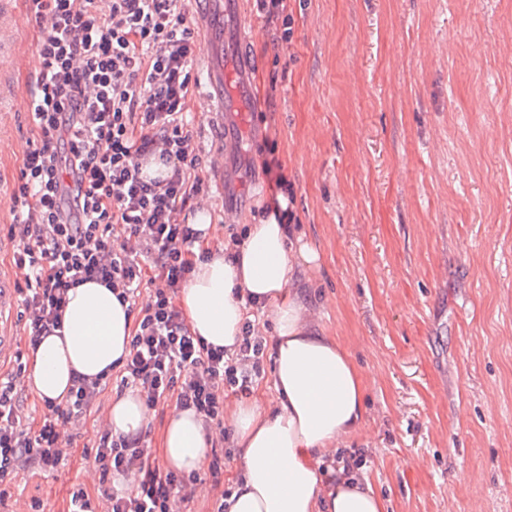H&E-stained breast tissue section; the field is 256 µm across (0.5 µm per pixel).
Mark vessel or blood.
I'll return each instance as SVG.
<instances>
[{"instance_id": "obj_1", "label": "vessel or blood", "mask_w": 512, "mask_h": 512, "mask_svg": "<svg viewBox=\"0 0 512 512\" xmlns=\"http://www.w3.org/2000/svg\"><path fill=\"white\" fill-rule=\"evenodd\" d=\"M195 8L207 19L202 32L203 68L209 86L206 102L212 125L230 141L243 133L258 137L259 129L252 119L254 56L240 38L229 33L226 23L231 17L238 26L247 24L240 0H197ZM15 281V271L0 272V356L14 343V332L4 318L15 306Z\"/></svg>"}]
</instances>
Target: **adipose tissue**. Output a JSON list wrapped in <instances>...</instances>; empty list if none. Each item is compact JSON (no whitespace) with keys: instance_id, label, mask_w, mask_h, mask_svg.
<instances>
[{"instance_id":"adipose-tissue-1","label":"adipose tissue","mask_w":512,"mask_h":512,"mask_svg":"<svg viewBox=\"0 0 512 512\" xmlns=\"http://www.w3.org/2000/svg\"><path fill=\"white\" fill-rule=\"evenodd\" d=\"M317 252L293 247L288 225H249L241 245L196 261L179 292L187 321L207 343L234 351L246 298L271 315L275 399L239 403L229 414L240 476L229 512H384L368 479L333 468L339 444L366 416V385L347 350L318 331L304 293L293 286L298 263ZM60 332L31 352L27 387L43 401L65 400L74 376L109 377L128 352L133 314L111 289L87 282L69 289ZM149 413L131 391L113 396L106 414L116 436L140 433ZM201 416L173 409L163 433L164 461L200 471L211 451Z\"/></svg>"}]
</instances>
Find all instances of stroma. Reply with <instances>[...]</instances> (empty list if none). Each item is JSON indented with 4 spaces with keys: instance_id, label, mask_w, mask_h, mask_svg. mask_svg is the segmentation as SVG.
I'll return each instance as SVG.
<instances>
[{
    "instance_id": "obj_1",
    "label": "stroma",
    "mask_w": 512,
    "mask_h": 512,
    "mask_svg": "<svg viewBox=\"0 0 512 512\" xmlns=\"http://www.w3.org/2000/svg\"><path fill=\"white\" fill-rule=\"evenodd\" d=\"M0 53V238L30 135L40 36L13 0ZM282 23H258L259 141L227 154V182L250 207L228 224L207 206L223 248L271 216L264 160L294 186L292 239L317 265L295 281L311 319L367 381L365 421L344 444L385 512H512V0H288ZM197 87L189 110L200 177L224 142ZM112 374L54 472L5 479L9 512H67L73 485L94 503L86 449L118 394Z\"/></svg>"
}]
</instances>
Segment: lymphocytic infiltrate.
Instances as JSON below:
<instances>
[{"instance_id": "1", "label": "lymphocytic infiltrate", "mask_w": 512, "mask_h": 512, "mask_svg": "<svg viewBox=\"0 0 512 512\" xmlns=\"http://www.w3.org/2000/svg\"><path fill=\"white\" fill-rule=\"evenodd\" d=\"M40 72L32 136L12 193V265L32 342L61 326L68 289L87 281L141 308L122 365L147 407L168 401L221 425L224 399L249 394L263 373L265 343L244 323L237 351L192 332L176 303L190 275L201 230L181 220L200 179L189 102L196 81L193 32L184 0H27ZM76 187L66 191L65 174ZM123 236L113 246L111 233ZM154 273H147L144 260ZM17 363L0 376V479L66 458L59 420L81 421L102 380L76 377L65 403L47 404L23 423L13 385ZM93 459L112 479L103 512H193L199 473L176 474L154 457L144 435L100 436Z\"/></svg>"}]
</instances>
